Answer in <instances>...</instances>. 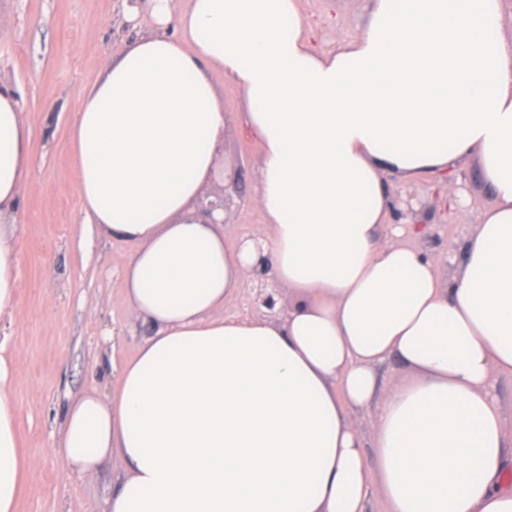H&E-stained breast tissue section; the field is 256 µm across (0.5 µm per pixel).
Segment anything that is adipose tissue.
<instances>
[{
	"mask_svg": "<svg viewBox=\"0 0 512 512\" xmlns=\"http://www.w3.org/2000/svg\"><path fill=\"white\" fill-rule=\"evenodd\" d=\"M152 30L103 63L70 131L87 223L131 244L122 279L148 329L108 397L70 399L68 477L119 456L106 512H512V32L503 0H371L362 35L316 50L300 0H148ZM238 92L225 112L211 80ZM21 88L0 85V319L11 316L20 189L34 161ZM261 148L260 241L228 244L197 199L228 122ZM476 157L493 205L444 275L391 223L386 177ZM296 303L227 317L259 254ZM394 358L414 371L379 385ZM0 355V512L28 461ZM372 414L363 441L351 412ZM373 456H366V448ZM491 391L497 397L508 427H512V379L498 376L491 381Z\"/></svg>",
	"mask_w": 512,
	"mask_h": 512,
	"instance_id": "obj_1",
	"label": "adipose tissue"
}]
</instances>
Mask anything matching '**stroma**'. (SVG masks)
Returning <instances> with one entry per match:
<instances>
[{
    "instance_id": "35a3bbf8",
    "label": "stroma",
    "mask_w": 512,
    "mask_h": 512,
    "mask_svg": "<svg viewBox=\"0 0 512 512\" xmlns=\"http://www.w3.org/2000/svg\"><path fill=\"white\" fill-rule=\"evenodd\" d=\"M368 0H301L305 20L321 21L325 47L359 36ZM154 26L148 12L125 19V0H0V82L24 89L22 109L36 161L23 186L18 288L11 320L0 322V346L14 373L16 429L29 460L16 512H101L123 470L118 457L97 476L68 478L54 445L68 397L106 393L112 368L131 359L145 330L130 319L122 271L133 248L83 223L69 133L74 107L112 51ZM259 145L240 132L224 139V168L239 182L230 205L229 242L263 231L253 201ZM459 199L446 211L429 178L393 183L414 214L432 224L420 248L448 273L449 244H461L491 202L475 160L452 176ZM116 335L106 348V335Z\"/></svg>"
}]
</instances>
